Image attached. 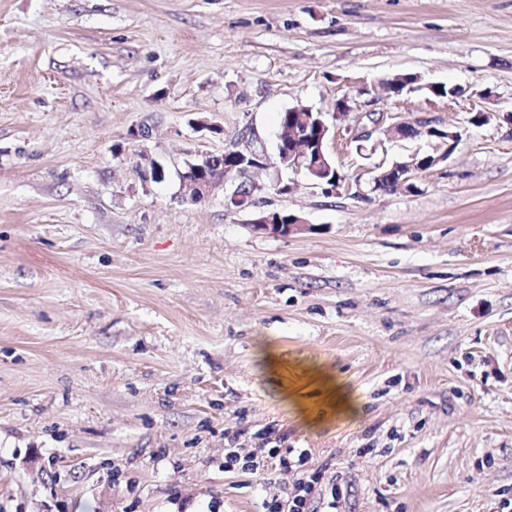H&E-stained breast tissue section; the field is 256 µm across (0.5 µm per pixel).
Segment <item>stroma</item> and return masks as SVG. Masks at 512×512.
I'll use <instances>...</instances> for the list:
<instances>
[{"label":"stroma","instance_id":"35a3bbf8","mask_svg":"<svg viewBox=\"0 0 512 512\" xmlns=\"http://www.w3.org/2000/svg\"><path fill=\"white\" fill-rule=\"evenodd\" d=\"M342 99L335 192L188 200L195 152ZM510 112L512 0H0V512H260L284 476L228 448L308 450L318 512H512ZM448 141V146L446 150L437 156L426 155V157L418 158L417 156H412L410 161L400 162L392 164L390 167L381 168L378 167L379 171L373 178L374 188L387 191L386 188L387 183H392L394 181L397 182L398 187H406L409 188L413 185L411 182L415 177L417 172L423 171V167L426 166L429 162H431V167L438 165L441 162L448 160V157L452 153L455 143L458 140V133H446ZM280 218V215L275 217L274 215L261 214L259 217L252 219L250 224L254 230L276 235L296 234L306 229L307 222L300 216L295 214L289 215L288 219H286V224H281Z\"/></svg>","mask_w":512,"mask_h":512}]
</instances>
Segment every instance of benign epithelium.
Masks as SVG:
<instances>
[{"label": "benign epithelium", "instance_id": "obj_1", "mask_svg": "<svg viewBox=\"0 0 512 512\" xmlns=\"http://www.w3.org/2000/svg\"><path fill=\"white\" fill-rule=\"evenodd\" d=\"M289 125L292 127V134L289 137L278 135L276 165L284 168H303L315 184H325L331 168L325 159L323 147L330 136V125L325 121L323 113L295 114ZM447 138L446 150L437 156H413L409 161L379 169L373 178L374 188L384 191L387 184L394 181L400 187L412 186L413 178L424 166L429 164L434 167L448 160L458 140V133H449ZM199 157L200 160L197 162L187 163L182 174L184 183L190 189V199L196 203L207 200L228 178L242 176L253 169L267 166L265 157L242 150L233 151V156L227 162L224 161L222 154L201 153ZM224 206L229 210L243 211L252 206V196L243 194L242 186L239 185L225 196ZM250 224L255 230L276 235L300 233L307 226V222L295 214L289 215L284 224L281 223L280 217L264 214L252 219Z\"/></svg>", "mask_w": 512, "mask_h": 512}]
</instances>
